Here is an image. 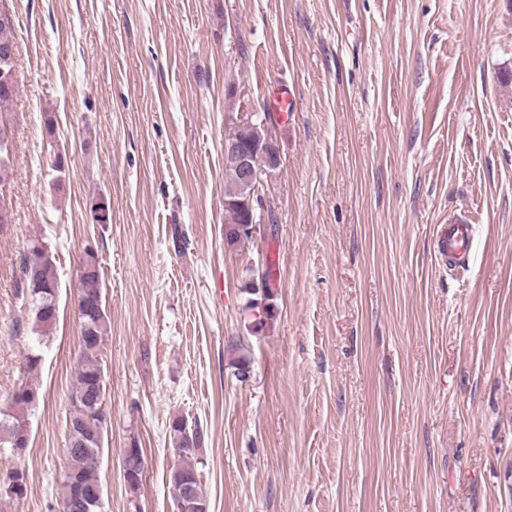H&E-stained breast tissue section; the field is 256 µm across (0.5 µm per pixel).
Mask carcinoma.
<instances>
[{
  "label": "carcinoma",
  "instance_id": "cac0c4a2",
  "mask_svg": "<svg viewBox=\"0 0 512 512\" xmlns=\"http://www.w3.org/2000/svg\"><path fill=\"white\" fill-rule=\"evenodd\" d=\"M13 23L9 15L0 12V112L11 105L16 94L15 55L17 45L11 35ZM11 137L7 128L0 126V208L5 206L3 174L10 167ZM31 256L20 266V283L28 291L23 305L28 309L32 332L47 336L58 318L57 278L45 243L33 241ZM77 298L83 306L80 316V342L77 368L70 396L67 459L68 467L61 484L62 502L74 498L86 506L85 512H101L103 488L99 479L104 436L107 429L106 411H97L91 405L94 396L106 394L104 372L99 360L109 318L103 299L101 273L90 272L78 280ZM39 398L38 391L29 382L22 383L11 394L13 411L0 418V449L13 448L12 438L17 431L27 428V408ZM169 441L181 459L172 467L169 483L173 499L179 503V512H208L197 471L192 463L205 442L199 424H190L182 416L169 420ZM124 480L131 491L140 488L145 472V457L138 440L132 439L123 449Z\"/></svg>",
  "mask_w": 512,
  "mask_h": 512
}]
</instances>
